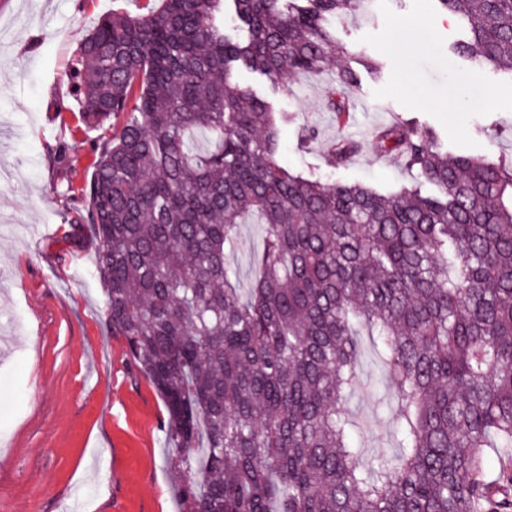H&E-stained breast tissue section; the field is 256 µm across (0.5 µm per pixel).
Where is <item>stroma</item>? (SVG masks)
<instances>
[{
	"mask_svg": "<svg viewBox=\"0 0 512 512\" xmlns=\"http://www.w3.org/2000/svg\"><path fill=\"white\" fill-rule=\"evenodd\" d=\"M111 11L112 0H0V512L179 510L164 464V403L111 333L97 242L71 223L60 187L85 185L90 148L104 135L82 123L68 73L83 38ZM405 31L419 35L420 48L398 43ZM333 33L360 78L346 129L325 105L331 75H298L285 90L235 75L287 113L279 158L288 170L399 189L415 172L372 147L374 132L399 120L435 131L451 152L512 157V77L450 56L463 29L435 0H368ZM342 132L361 148L333 167L327 147ZM62 149L66 171L56 162ZM391 391L361 337L348 407L366 454L395 445V417L383 403Z\"/></svg>",
	"mask_w": 512,
	"mask_h": 512,
	"instance_id": "1",
	"label": "stroma"
}]
</instances>
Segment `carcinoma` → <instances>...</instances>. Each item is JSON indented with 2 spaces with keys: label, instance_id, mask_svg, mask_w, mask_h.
Segmentation results:
<instances>
[{
  "label": "carcinoma",
  "instance_id": "obj_1",
  "mask_svg": "<svg viewBox=\"0 0 512 512\" xmlns=\"http://www.w3.org/2000/svg\"><path fill=\"white\" fill-rule=\"evenodd\" d=\"M114 8L72 78L92 146L73 222L98 242L112 335L162 398L181 512H512V160L448 153L409 122L375 149L429 184L381 193L280 165L277 112L232 79L288 87L343 53L364 0H157ZM457 52L512 76V0H437ZM331 91L359 76L336 70ZM198 133L210 136L201 150ZM353 144L328 150L341 163ZM255 217L244 293L229 258ZM367 331L394 384L397 450L366 462L347 398Z\"/></svg>",
  "mask_w": 512,
  "mask_h": 512
}]
</instances>
